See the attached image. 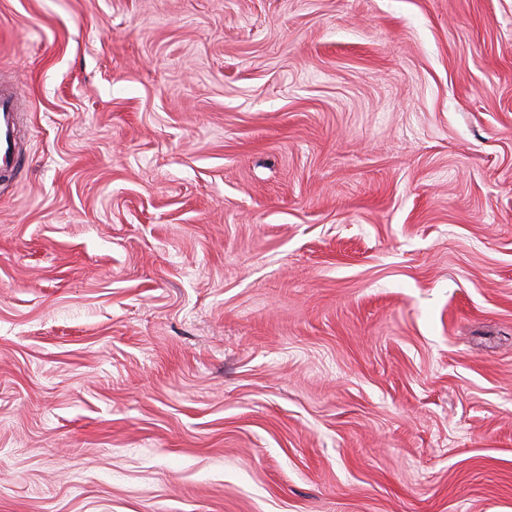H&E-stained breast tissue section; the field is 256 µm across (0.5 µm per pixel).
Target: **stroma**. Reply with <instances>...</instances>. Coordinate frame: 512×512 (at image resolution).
Returning <instances> with one entry per match:
<instances>
[{"instance_id": "35a3bbf8", "label": "stroma", "mask_w": 512, "mask_h": 512, "mask_svg": "<svg viewBox=\"0 0 512 512\" xmlns=\"http://www.w3.org/2000/svg\"><path fill=\"white\" fill-rule=\"evenodd\" d=\"M0 512H512V0H0ZM16 101L14 91L0 90V174L12 173L20 162V154L16 147Z\"/></svg>"}]
</instances>
